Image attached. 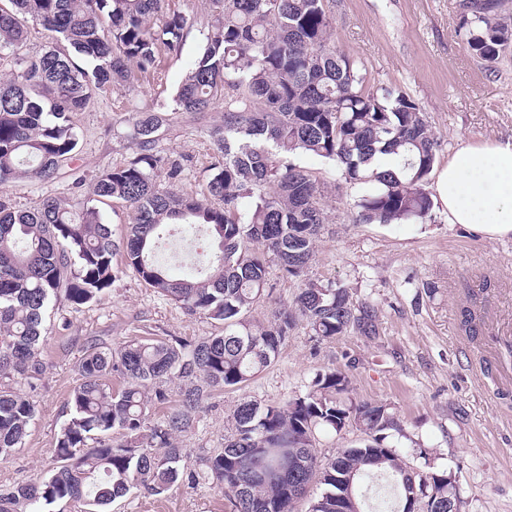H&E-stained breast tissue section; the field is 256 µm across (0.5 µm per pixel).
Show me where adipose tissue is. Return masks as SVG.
I'll return each instance as SVG.
<instances>
[{
  "instance_id": "1",
  "label": "adipose tissue",
  "mask_w": 512,
  "mask_h": 512,
  "mask_svg": "<svg viewBox=\"0 0 512 512\" xmlns=\"http://www.w3.org/2000/svg\"><path fill=\"white\" fill-rule=\"evenodd\" d=\"M434 191L449 224L488 240L512 237V138L461 145Z\"/></svg>"
}]
</instances>
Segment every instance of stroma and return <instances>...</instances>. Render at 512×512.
Instances as JSON below:
<instances>
[{"instance_id":"1","label":"stroma","mask_w":512,"mask_h":512,"mask_svg":"<svg viewBox=\"0 0 512 512\" xmlns=\"http://www.w3.org/2000/svg\"><path fill=\"white\" fill-rule=\"evenodd\" d=\"M328 8L337 47L364 65L365 88L392 86L419 104L441 138L438 164L463 142L512 136V47L486 70L459 36V0H328ZM199 43L191 32L180 54L162 56L158 77L144 79L136 96L100 92L77 117L78 153L69 168L54 180L16 182L6 200L30 209L48 195L92 198L96 176L136 151L128 137L134 111L171 102ZM223 115L218 103L201 119L178 117L159 141L164 154L185 162L180 192L196 193L210 179L207 130ZM299 162L318 178L328 214L303 279L340 284L355 303L373 305L375 335L323 340L297 321L272 365L244 387L211 391L193 427L178 436L196 481L177 484L162 498L131 492L110 512H230L205 460L223 448L236 406L284 404L329 369L348 376L352 398L393 409L407 433L399 442L407 463L419 466L425 450L455 473L461 512H512V355L501 347L512 336V238L489 241L450 226L438 205L425 224L359 223L357 192L338 168L314 156ZM301 281L270 261L267 295L250 318L263 322L272 310L292 308ZM220 331L130 270L99 302L77 311L62 300L52 303L36 416L23 448L0 458V491L55 467L56 437L69 417L88 341L192 343Z\"/></svg>"}]
</instances>
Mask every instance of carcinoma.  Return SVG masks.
I'll use <instances>...</instances> for the list:
<instances>
[{
    "instance_id": "obj_1",
    "label": "carcinoma",
    "mask_w": 512,
    "mask_h": 512,
    "mask_svg": "<svg viewBox=\"0 0 512 512\" xmlns=\"http://www.w3.org/2000/svg\"><path fill=\"white\" fill-rule=\"evenodd\" d=\"M327 0H209L198 29L196 59L172 105L133 117L137 151L102 172L94 195L128 206L133 221L121 239L89 201L47 196L33 209L0 197V457L22 448L36 403L17 387L35 388L52 301L78 309L102 299L126 267L159 294L224 326L195 344L132 340L117 349L88 342L70 419L54 448L57 466L0 492V512H55L62 502H84L106 512L134 490L154 496L195 475L181 465L173 443L188 431L208 390L244 385L278 358L296 319L317 337L334 339L356 328L375 331V309L357 306L347 288L308 281L294 311H276L264 323L248 318L265 298L267 256L298 278L314 256L326 223L322 188L297 159L318 157L339 167L358 190L363 224H417L432 218L427 189L440 136L409 95L391 86L365 89L361 62L337 49ZM503 0H468L459 34L477 59L493 63L512 44ZM51 42L36 57H12L16 74L0 78V189L22 179L52 180L77 155L76 117L96 91H135V73L154 74L161 54L176 55L197 21L167 8L166 0H7L0 4V56L27 40L29 22ZM92 64L87 71L76 63ZM224 104L222 124L211 128L216 173L197 196L172 184L185 165L156 150L159 133L175 114L190 117ZM393 155L397 170L370 167ZM191 231L207 228L216 250L200 271L168 275L153 248L169 221ZM123 252L124 267L112 264ZM118 374L123 387L112 389ZM183 382L175 407L150 426L155 405L168 401L163 385ZM350 381L329 370L304 395L282 406L247 400L234 409L224 448L207 458L208 475L224 491L231 512H295L291 486L318 482L308 512H336V495L383 481L395 492L388 512H448V470L406 465L394 444L406 437L388 405L343 399ZM352 426L370 444L318 460L321 433ZM125 440L112 443V431Z\"/></svg>"
}]
</instances>
